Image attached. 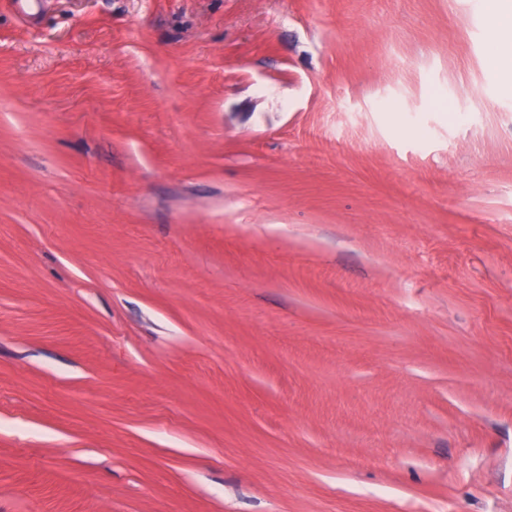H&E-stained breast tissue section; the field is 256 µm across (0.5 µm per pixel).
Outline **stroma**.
I'll return each instance as SVG.
<instances>
[{
  "label": "stroma",
  "instance_id": "obj_1",
  "mask_svg": "<svg viewBox=\"0 0 512 512\" xmlns=\"http://www.w3.org/2000/svg\"><path fill=\"white\" fill-rule=\"evenodd\" d=\"M484 4L0 0V512H512Z\"/></svg>",
  "mask_w": 512,
  "mask_h": 512
}]
</instances>
